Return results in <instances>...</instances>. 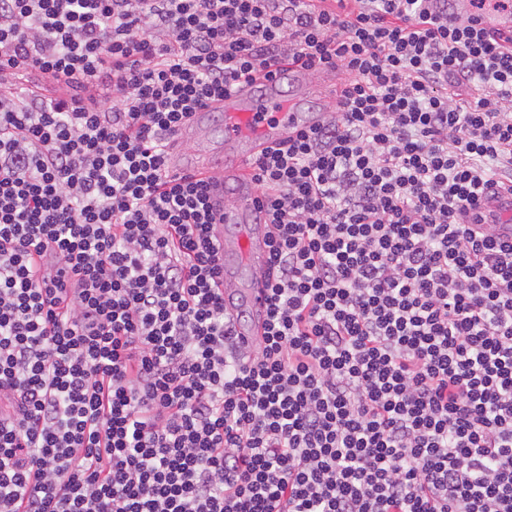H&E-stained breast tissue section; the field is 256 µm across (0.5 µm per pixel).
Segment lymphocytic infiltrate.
Returning a JSON list of instances; mask_svg holds the SVG:
<instances>
[{
    "instance_id": "lymphocytic-infiltrate-1",
    "label": "lymphocytic infiltrate",
    "mask_w": 512,
    "mask_h": 512,
    "mask_svg": "<svg viewBox=\"0 0 512 512\" xmlns=\"http://www.w3.org/2000/svg\"><path fill=\"white\" fill-rule=\"evenodd\" d=\"M0 0V512H512V0ZM290 67L251 162L255 347L193 112Z\"/></svg>"
}]
</instances>
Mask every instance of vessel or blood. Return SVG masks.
I'll use <instances>...</instances> for the list:
<instances>
[{
    "mask_svg": "<svg viewBox=\"0 0 512 512\" xmlns=\"http://www.w3.org/2000/svg\"><path fill=\"white\" fill-rule=\"evenodd\" d=\"M326 87L325 75L309 70L243 85L223 100L198 108L179 132L169 163L171 172L213 179L209 199L215 218L212 235L227 310L243 305L260 318L267 310L263 274L270 256L269 228L248 166L265 148L282 143L289 131L320 120V113L302 110L300 97L324 92ZM216 112L223 115L221 132L232 153L227 163L198 149Z\"/></svg>",
    "mask_w": 512,
    "mask_h": 512,
    "instance_id": "obj_1",
    "label": "vessel or blood"
}]
</instances>
